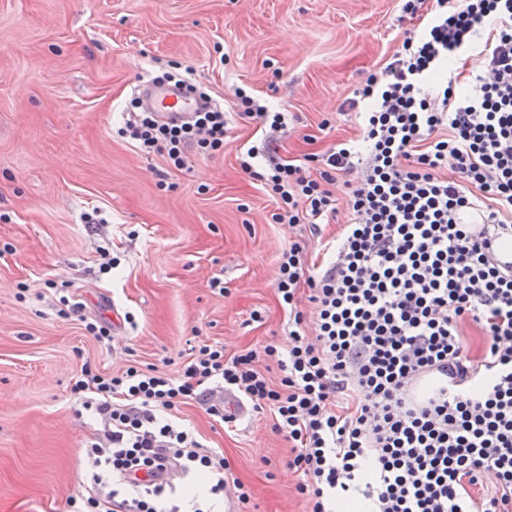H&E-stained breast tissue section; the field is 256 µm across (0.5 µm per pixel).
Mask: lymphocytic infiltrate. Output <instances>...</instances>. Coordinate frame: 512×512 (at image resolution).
<instances>
[{
    "label": "lymphocytic infiltrate",
    "instance_id": "lymphocytic-infiltrate-1",
    "mask_svg": "<svg viewBox=\"0 0 512 512\" xmlns=\"http://www.w3.org/2000/svg\"><path fill=\"white\" fill-rule=\"evenodd\" d=\"M402 9L427 21L356 90L358 138L302 165L272 157L256 169L253 146L240 157L275 202L273 223L314 234L338 213L337 174L355 178L328 262L307 268L298 242L279 256L287 351L270 344L228 356L205 345L177 377L83 365L72 392L104 437L89 446L90 489L69 499L72 512H180L173 493L200 474L208 496L194 512H212L210 497L229 486L248 505L251 492L227 480L223 454L168 416L215 387L271 411L308 512H337L341 502L367 512H512V273L492 259L512 237V0H405ZM467 44L481 47L484 70L442 80ZM432 81L433 97L424 92ZM199 96L205 109L188 120L134 112L119 133L182 171L189 153L223 152L233 118L288 125L287 113L241 87L232 114ZM305 288L309 314L298 308ZM468 321L486 338L475 357ZM267 360L279 382L261 371ZM169 470L177 481L165 479ZM489 472L495 491L478 496Z\"/></svg>",
    "mask_w": 512,
    "mask_h": 512
}]
</instances>
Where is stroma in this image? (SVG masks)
<instances>
[{"mask_svg":"<svg viewBox=\"0 0 512 512\" xmlns=\"http://www.w3.org/2000/svg\"><path fill=\"white\" fill-rule=\"evenodd\" d=\"M420 29L401 0H0V512H67L84 495L103 431L71 393L84 363L176 377L206 344L287 350L278 257L302 240L321 260L337 227L271 223L238 156L270 143L299 160L354 137L355 89ZM175 64L225 111L240 86L291 113L287 128L234 120L223 153L182 172L142 155L118 133L124 109ZM63 287L84 315L121 317L112 345L63 314ZM172 417L223 451L251 512H305L270 412L231 429L201 401Z\"/></svg>","mask_w":512,"mask_h":512,"instance_id":"obj_1","label":"stroma"}]
</instances>
